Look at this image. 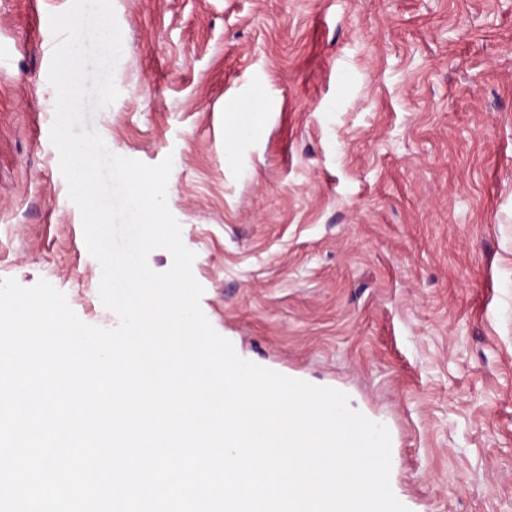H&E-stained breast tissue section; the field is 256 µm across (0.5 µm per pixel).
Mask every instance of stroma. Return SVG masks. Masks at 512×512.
Wrapping results in <instances>:
<instances>
[{"label": "stroma", "mask_w": 512, "mask_h": 512, "mask_svg": "<svg viewBox=\"0 0 512 512\" xmlns=\"http://www.w3.org/2000/svg\"><path fill=\"white\" fill-rule=\"evenodd\" d=\"M0 0V279L115 328L50 141V17ZM87 125L172 158L201 308L237 354L348 394L409 512H512V0H113Z\"/></svg>", "instance_id": "35a3bbf8"}]
</instances>
